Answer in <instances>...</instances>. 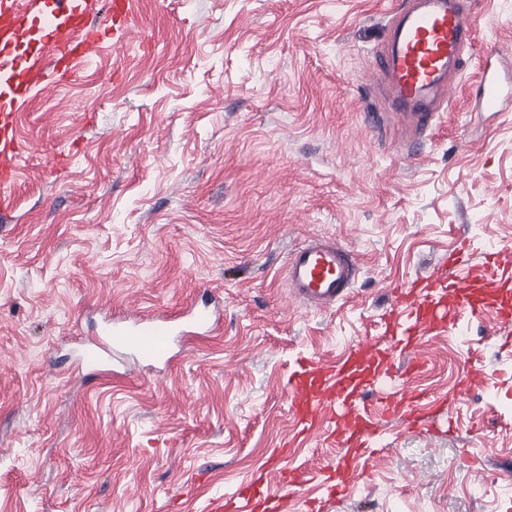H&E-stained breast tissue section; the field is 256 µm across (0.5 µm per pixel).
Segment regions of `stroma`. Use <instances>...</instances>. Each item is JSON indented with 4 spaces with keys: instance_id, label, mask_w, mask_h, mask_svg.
I'll list each match as a JSON object with an SVG mask.
<instances>
[{
    "instance_id": "1",
    "label": "stroma",
    "mask_w": 512,
    "mask_h": 512,
    "mask_svg": "<svg viewBox=\"0 0 512 512\" xmlns=\"http://www.w3.org/2000/svg\"><path fill=\"white\" fill-rule=\"evenodd\" d=\"M403 2L135 0L141 31L33 91L0 212V512H208L298 465L310 479L288 512H512V327L493 312L366 391L442 396L479 366L453 432L379 416L365 477L337 498L340 449L291 444L298 361L381 334L391 288L459 242L476 264L512 245V107L473 109L479 62L512 49V0H476L453 109L405 154L373 92ZM313 235L360 267L327 311L287 286L288 255ZM210 296L221 329L177 338L168 367L131 353L91 379L73 367L104 316Z\"/></svg>"
}]
</instances>
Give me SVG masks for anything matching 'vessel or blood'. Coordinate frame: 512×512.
<instances>
[{"instance_id": "b4317fda", "label": "vessel or blood", "mask_w": 512, "mask_h": 512, "mask_svg": "<svg viewBox=\"0 0 512 512\" xmlns=\"http://www.w3.org/2000/svg\"><path fill=\"white\" fill-rule=\"evenodd\" d=\"M95 0H54L45 11L41 0H0V207L17 173L21 148L15 137L17 115L32 87L48 71L73 72L96 53L103 41L89 22ZM112 37L122 40L135 27L133 0H111ZM480 25L469 0H405L390 20L380 70L390 85L393 116L417 138L431 131L446 109L448 73L462 67L466 48ZM502 51H490L479 76L476 105L482 112H500L512 104L504 89ZM358 260L340 242L305 240L288 260V284L295 298L313 309H325L347 297L358 274ZM512 288V247L503 246L473 263L467 249L450 255L440 267L412 285L398 288L385 319L383 339L351 346L338 363L307 360L295 367L288 382V405L300 434L324 431L344 454L330 470L333 488L344 489L363 476L355 458H371L377 435L376 408L420 424L425 416L446 410L447 399L424 402L410 388L369 404L366 388L388 378L396 359L414 353L418 343L440 327L463 316L488 311L475 292L497 294ZM223 316L210 305L192 306L177 320L154 316L106 323L78 359L79 365L105 363L111 348H135L148 362H160L174 337L207 334L219 328ZM305 473L285 474L280 492L258 497L256 483L239 487L234 496L213 502L212 512H281L288 501L286 488L302 485Z\"/></svg>"}]
</instances>
